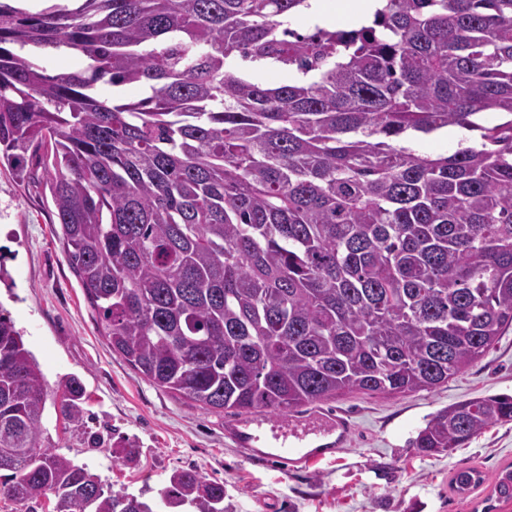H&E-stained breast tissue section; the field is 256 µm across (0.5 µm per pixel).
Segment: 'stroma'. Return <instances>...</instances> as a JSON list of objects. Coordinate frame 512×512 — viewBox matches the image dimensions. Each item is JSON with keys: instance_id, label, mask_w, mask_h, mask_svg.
Returning a JSON list of instances; mask_svg holds the SVG:
<instances>
[{"instance_id": "1", "label": "stroma", "mask_w": 512, "mask_h": 512, "mask_svg": "<svg viewBox=\"0 0 512 512\" xmlns=\"http://www.w3.org/2000/svg\"><path fill=\"white\" fill-rule=\"evenodd\" d=\"M42 183L0 166V309L23 332L49 385L75 376L85 389L83 427L47 409L58 453L100 476L113 492L159 501L173 471L193 469L224 485L225 512H483L497 475L512 466V422L485 429L463 448L425 455L413 447L439 410L476 397L512 395V329L448 383L406 395L351 394L281 418L257 410L259 433L289 425L350 421L336 453L309 464L247 454L226 438L238 415L207 411L156 388L112 352L58 239ZM105 437L101 447L90 433ZM485 478L467 494L450 481L461 468Z\"/></svg>"}]
</instances>
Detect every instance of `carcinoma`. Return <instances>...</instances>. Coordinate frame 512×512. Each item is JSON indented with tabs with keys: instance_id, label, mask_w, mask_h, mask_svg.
Returning a JSON list of instances; mask_svg holds the SVG:
<instances>
[{
	"instance_id": "obj_1",
	"label": "carcinoma",
	"mask_w": 512,
	"mask_h": 512,
	"mask_svg": "<svg viewBox=\"0 0 512 512\" xmlns=\"http://www.w3.org/2000/svg\"><path fill=\"white\" fill-rule=\"evenodd\" d=\"M0 0V157L41 171L112 352L202 409L298 408L435 389L512 328V0H381L350 29L311 0ZM71 51L85 69L51 73ZM270 62L268 86L235 70ZM99 81L144 97L99 98ZM448 127L480 142L399 144ZM45 376L0 309V495L53 512H224V484L174 471L161 503L57 453ZM53 405L82 424L84 392ZM512 422V395L450 405L426 455ZM484 482L452 477L465 494ZM512 500V470L487 500ZM250 73L258 80L266 85L286 84L293 79L292 73L288 70L275 66H263L250 69Z\"/></svg>"
}]
</instances>
